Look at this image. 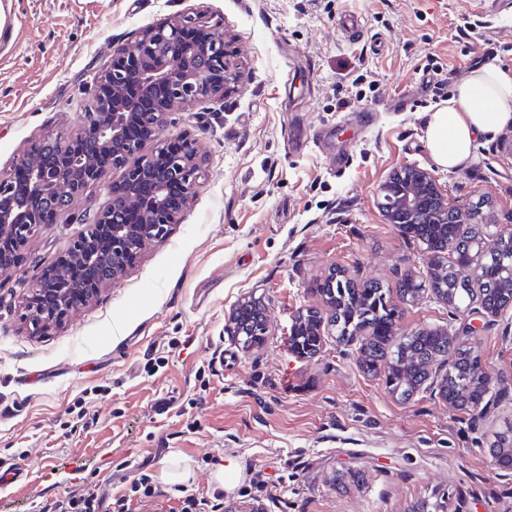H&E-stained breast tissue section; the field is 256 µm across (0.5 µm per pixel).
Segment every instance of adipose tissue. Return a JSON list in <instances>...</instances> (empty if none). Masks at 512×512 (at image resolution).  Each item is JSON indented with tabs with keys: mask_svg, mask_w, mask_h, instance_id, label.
Here are the masks:
<instances>
[{
	"mask_svg": "<svg viewBox=\"0 0 512 512\" xmlns=\"http://www.w3.org/2000/svg\"><path fill=\"white\" fill-rule=\"evenodd\" d=\"M512 126V67L487 64L473 70L444 106L429 113L425 138L437 165L459 169L477 140Z\"/></svg>",
	"mask_w": 512,
	"mask_h": 512,
	"instance_id": "ef3b65f1",
	"label": "adipose tissue"
}]
</instances>
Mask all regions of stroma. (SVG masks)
I'll return each instance as SVG.
<instances>
[{"label":"stroma","instance_id":"stroma-1","mask_svg":"<svg viewBox=\"0 0 512 512\" xmlns=\"http://www.w3.org/2000/svg\"><path fill=\"white\" fill-rule=\"evenodd\" d=\"M0 174L35 137L76 131L88 89L141 32L200 17L225 36L241 82L183 106L165 130L193 139L207 165L168 238L89 308L48 336L28 335L19 306L75 225L42 229L19 268L0 272V458L34 471L82 463L93 480L146 464L157 495L132 512H178L192 494L223 512H512V464L493 432L512 423V307L483 325L427 293L400 303L403 279L426 283L417 238L388 223L379 189L399 166L432 170L470 223L512 233V127L482 140L459 170L438 167L424 121L480 65L512 67V7L498 0H0ZM361 18L355 37L339 28ZM351 95L341 108L342 95ZM322 133L296 150L290 131ZM346 153V168L330 158ZM335 270L378 284L403 334L450 332L491 373L476 410L422 387L391 393L386 362L362 367L327 328L301 357L292 328L320 304ZM260 298L261 345L224 333L238 301ZM93 396L85 417L73 404ZM234 462L226 488L214 478ZM188 467L184 484L163 470Z\"/></svg>","mask_w":512,"mask_h":512}]
</instances>
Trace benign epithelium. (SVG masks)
Instances as JSON below:
<instances>
[{
	"label": "benign epithelium",
	"mask_w": 512,
	"mask_h": 512,
	"mask_svg": "<svg viewBox=\"0 0 512 512\" xmlns=\"http://www.w3.org/2000/svg\"><path fill=\"white\" fill-rule=\"evenodd\" d=\"M167 47L165 56L144 53L146 44ZM240 75L227 61L224 37L202 30L199 18L186 16L175 22L149 27L131 48L115 51L111 63L95 84L91 101L105 107L103 112H85L78 132L72 136L53 134L38 141L90 139L96 155L121 170L112 182L105 204L90 213L70 215L69 222L82 225L57 261L42 271L24 300L20 320L31 336H45L64 325L71 314L93 302L123 271L125 258L142 250L148 242H162L171 232L179 212L170 203L169 191L177 185L183 204L196 192L204 163L194 142L182 138L184 148L171 151L162 142L150 153H142L144 139H155L166 127L172 108L203 98L225 95L239 82ZM136 80L142 89L153 92L157 86L168 90L158 112H143L124 93L125 85ZM14 167L28 173L29 194L63 201L57 214L70 211L72 201L96 184L102 174L94 159H82L69 169L52 168L44 160L26 152ZM13 174L0 175V268L20 265L29 240L42 227L31 209L14 196ZM380 207L391 224L414 230L420 224H469L462 211L448 208V201L434 174L419 166L405 164L395 169L380 188ZM473 255L482 259L508 250L512 254V234L501 232L478 236L471 241ZM431 292L456 313L472 311L457 305L443 287L448 273L476 277L479 267H461L449 247L428 245L424 249ZM256 297L241 300L224 325V334L238 341L247 351L251 345L243 336L253 335L251 321L241 317L250 307L257 308ZM323 321L316 309L301 313L294 331L304 330L322 338ZM457 370L448 364L445 376L435 381L434 395L451 407L467 403L473 408L481 400H469L448 387L446 377Z\"/></svg>",
	"instance_id": "1"
}]
</instances>
